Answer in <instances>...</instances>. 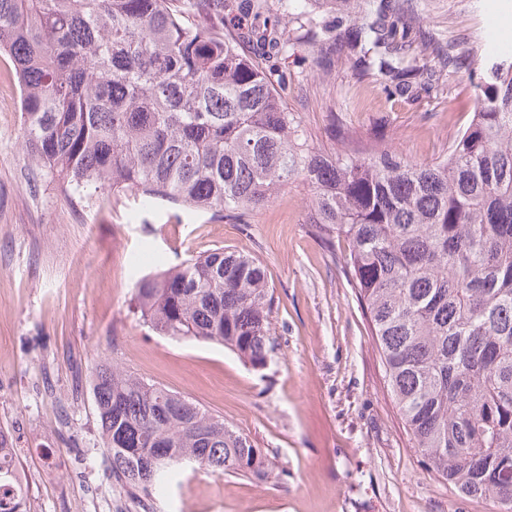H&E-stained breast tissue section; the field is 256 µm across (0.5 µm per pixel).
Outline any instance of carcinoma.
I'll list each match as a JSON object with an SVG mask.
<instances>
[{
  "label": "carcinoma",
  "instance_id": "1",
  "mask_svg": "<svg viewBox=\"0 0 512 512\" xmlns=\"http://www.w3.org/2000/svg\"><path fill=\"white\" fill-rule=\"evenodd\" d=\"M0 0L22 142L66 198L92 187L220 217L302 179L305 223L368 316L387 387L429 468L512 512V57L438 46L404 0ZM251 20L250 29L226 25ZM294 45L316 70L347 63L392 95L444 92L437 67L481 72L448 154L415 162L340 126L328 153L288 111L273 64ZM152 331L223 345L255 369L273 346L262 261L222 247L134 282ZM112 484L149 499L176 469L274 477L267 453L195 403L103 360L90 382ZM27 490L0 428V512Z\"/></svg>",
  "mask_w": 512,
  "mask_h": 512
}]
</instances>
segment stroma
<instances>
[{
  "label": "stroma",
  "mask_w": 512,
  "mask_h": 512,
  "mask_svg": "<svg viewBox=\"0 0 512 512\" xmlns=\"http://www.w3.org/2000/svg\"><path fill=\"white\" fill-rule=\"evenodd\" d=\"M441 42L512 53V0H413ZM289 111L322 149L328 128L382 130L408 158L430 162L468 124L477 90L444 72L447 93L390 96L340 66L316 71L289 49ZM296 182L245 223L133 198L66 200L31 169L18 99L0 112V426L10 429L28 486L27 512H499L428 470L387 390L367 319L305 222ZM227 247L258 257L274 289L276 348L254 370L224 346L149 331L131 304L141 275ZM103 360L198 402L267 452L281 477L182 472L141 503L112 488L89 380Z\"/></svg>",
  "instance_id": "stroma-1"
}]
</instances>
